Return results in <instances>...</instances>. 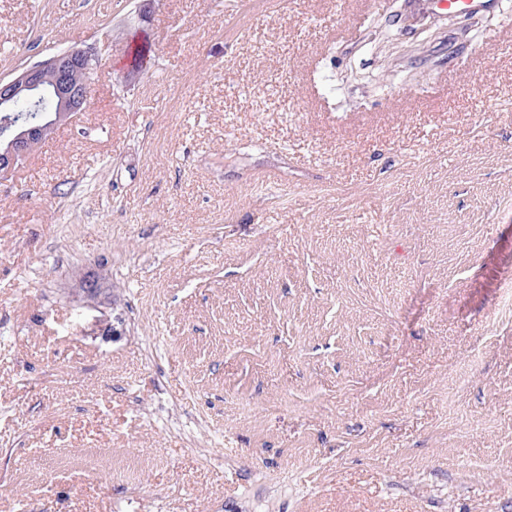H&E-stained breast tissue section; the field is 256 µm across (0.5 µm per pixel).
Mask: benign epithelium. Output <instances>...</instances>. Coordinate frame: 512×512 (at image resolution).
I'll use <instances>...</instances> for the list:
<instances>
[{"label":"benign epithelium","mask_w":512,"mask_h":512,"mask_svg":"<svg viewBox=\"0 0 512 512\" xmlns=\"http://www.w3.org/2000/svg\"><path fill=\"white\" fill-rule=\"evenodd\" d=\"M95 59L87 51L72 49L55 54L38 64L25 67L8 81L0 79V115L14 111L17 102L34 101L45 90H50L53 99L51 113L43 117L49 125H65L75 114L83 111L89 97L88 84L76 80L79 73H90ZM43 126L23 124L4 119L0 126V177L6 178L18 168L28 156L35 152Z\"/></svg>","instance_id":"7a95c632"}]
</instances>
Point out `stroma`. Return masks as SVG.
Listing matches in <instances>:
<instances>
[{
	"label": "stroma",
	"instance_id": "35a3bbf8",
	"mask_svg": "<svg viewBox=\"0 0 512 512\" xmlns=\"http://www.w3.org/2000/svg\"><path fill=\"white\" fill-rule=\"evenodd\" d=\"M73 48L0 180V512H512V0H0V78ZM416 2H422L434 5H438L441 8L452 10H464L468 14L479 15L488 13L494 10L497 5V0H414ZM95 59L88 51L72 49L55 54L38 64L25 67L8 81L0 78V115L14 112L17 102L37 100L50 90L53 109L43 117L44 125L11 122L4 118L0 131V177L7 178L40 146L37 142L46 125H65L82 112L89 97L86 81L78 82V73L89 74Z\"/></svg>",
	"mask_w": 512,
	"mask_h": 512
}]
</instances>
